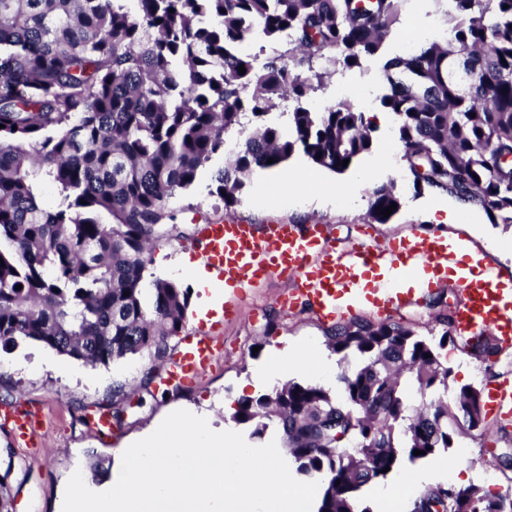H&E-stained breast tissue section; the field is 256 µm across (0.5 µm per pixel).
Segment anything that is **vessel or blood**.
<instances>
[{
  "mask_svg": "<svg viewBox=\"0 0 512 512\" xmlns=\"http://www.w3.org/2000/svg\"><path fill=\"white\" fill-rule=\"evenodd\" d=\"M198 257L225 287L246 293L266 280L288 285L289 303H304L328 320L363 306L377 314L406 309L434 288L455 281L463 301L456 314L458 337L472 342L483 334L512 348V276L492 268L468 270L467 246L442 235L410 234L388 246L370 236L336 244L327 225L250 224L244 221L200 225ZM415 279L407 287V279ZM223 347L205 326L188 331L177 354L164 366L161 385L189 386L222 355ZM489 413L512 415V385L487 392ZM19 448L40 445L47 423L43 412L0 411Z\"/></svg>",
  "mask_w": 512,
  "mask_h": 512,
  "instance_id": "b4317fda",
  "label": "vessel or blood"
}]
</instances>
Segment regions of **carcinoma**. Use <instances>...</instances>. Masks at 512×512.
I'll list each match as a JSON object with an SVG mask.
<instances>
[{
  "label": "carcinoma",
  "mask_w": 512,
  "mask_h": 512,
  "mask_svg": "<svg viewBox=\"0 0 512 512\" xmlns=\"http://www.w3.org/2000/svg\"><path fill=\"white\" fill-rule=\"evenodd\" d=\"M0 0V350L34 342L107 366L147 353L165 363L184 328L188 289L148 272L149 253L181 236L169 201L224 154L206 196L230 208L251 175L297 150L344 172L372 151L366 113L347 100L313 112L302 98L377 55L404 0ZM450 39L385 59L382 106L395 117L414 188L480 206L512 224V0H450ZM288 48L259 67L241 46ZM245 73H239V66ZM468 66L462 85L453 69ZM288 133L267 115L279 103ZM322 157H317V154ZM273 163H268V159ZM55 189L54 207L40 201ZM368 215L402 198L393 181L367 191ZM22 285L16 289V285ZM438 343L396 322L351 321L328 344L358 363L338 376L340 399L288 381L237 402L233 419L261 436L278 420L296 473L318 478L317 512H348L358 491L400 452L452 444L449 424L480 400ZM430 357H425V354ZM350 433L334 448L329 426ZM448 512H512V499L476 486L423 493Z\"/></svg>",
  "instance_id": "1"
}]
</instances>
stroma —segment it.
Segmentation results:
<instances>
[{
    "label": "stroma",
    "instance_id": "1",
    "mask_svg": "<svg viewBox=\"0 0 512 512\" xmlns=\"http://www.w3.org/2000/svg\"><path fill=\"white\" fill-rule=\"evenodd\" d=\"M447 5L434 0H405L401 20L385 41L382 54L364 60L361 67L333 77L325 91L313 94L312 108L334 103L337 86H345L344 96L353 105L367 103V116L377 127L372 152L362 156L344 173L338 174L311 164L300 153L294 154L278 173L255 172L232 210L206 196L204 188L211 170H203L195 187L172 199L178 215L180 237L157 245L153 253L162 256L163 265L149 264L155 276L179 281L189 288L187 326H194L193 315L200 299L188 278L176 271V264L194 257L197 249L195 228L221 222L227 217L252 224H326L337 242L348 243L369 232L381 241L401 238L408 232L455 235L470 238L486 250L489 263L512 274V225L491 223L482 218L477 224H439L434 220L431 203L437 191L414 189L413 178L401 157H390L388 150L396 141L393 116L384 111L380 97L384 92L381 66L384 57L402 53L405 41L421 45L445 40L451 30ZM395 181L401 190L402 207L385 224L368 223L367 193L374 184ZM284 289L273 281L254 288L246 296L229 293L239 313L223 320L215 336L224 345V358L214 369L188 387H164L158 381H145L152 362L148 356L135 355L108 366L76 361L36 344H26L4 352L0 350V395L9 394L13 407L41 409L51 416V424L41 447L32 449L25 467L10 466L14 450L7 430L0 428V476L6 485L1 493L10 500L9 512H56L63 486L75 468H83L95 485L111 483L116 468L114 448L127 439L155 429L173 409L193 408L205 412L210 427L235 425L253 446L282 442L279 426L270 425L259 437L247 424H234L232 413L237 401L271 393V386L255 388L254 379L265 367L271 347L314 342L320 353L334 363L326 374L297 372L291 381L322 385L331 395H339L338 375L345 364L332 352L327 334L333 321H321L303 307L288 308L280 300ZM460 306L456 284L430 291L418 304L397 314L396 320L415 335L439 338L442 320L455 317ZM441 363L449 365L448 394L456 396L461 387L471 385L486 390L504 379H512V350L482 356L463 339L438 350ZM121 409L112 435L103 438L82 422L83 416ZM512 450V422L485 421L481 428L455 431L450 448L434 456L409 461L400 457L386 477L364 486L359 499L370 512H395L388 503L390 491L419 471L442 463L438 485L480 486L487 494L512 495V468L503 469L500 457Z\"/></svg>",
    "mask_w": 512,
    "mask_h": 512
}]
</instances>
